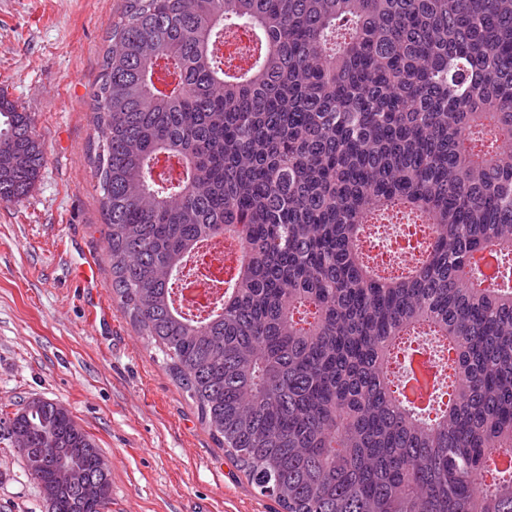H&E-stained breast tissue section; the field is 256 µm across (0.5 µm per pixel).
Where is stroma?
<instances>
[{
    "mask_svg": "<svg viewBox=\"0 0 512 512\" xmlns=\"http://www.w3.org/2000/svg\"><path fill=\"white\" fill-rule=\"evenodd\" d=\"M126 0H0V94L33 116L45 165L0 204V405L59 402L112 463V512H280L201 425L112 295L87 102ZM93 259L98 287L78 272ZM0 512H47L0 443Z\"/></svg>",
    "mask_w": 512,
    "mask_h": 512,
    "instance_id": "1",
    "label": "stroma"
}]
</instances>
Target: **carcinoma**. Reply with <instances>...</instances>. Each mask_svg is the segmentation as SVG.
<instances>
[{
  "mask_svg": "<svg viewBox=\"0 0 512 512\" xmlns=\"http://www.w3.org/2000/svg\"><path fill=\"white\" fill-rule=\"evenodd\" d=\"M241 29L247 70L217 49ZM109 40L90 108L112 295L218 446L283 512H512L488 452L512 459V288L470 269L512 251V0H128ZM32 125L0 95V203L39 177ZM395 208L434 237L383 275L359 238ZM228 232L245 258L188 317L187 258ZM421 325L455 352L433 420L391 379ZM0 428L43 454L47 512H112L67 408Z\"/></svg>",
  "mask_w": 512,
  "mask_h": 512,
  "instance_id": "obj_1",
  "label": "carcinoma"
}]
</instances>
